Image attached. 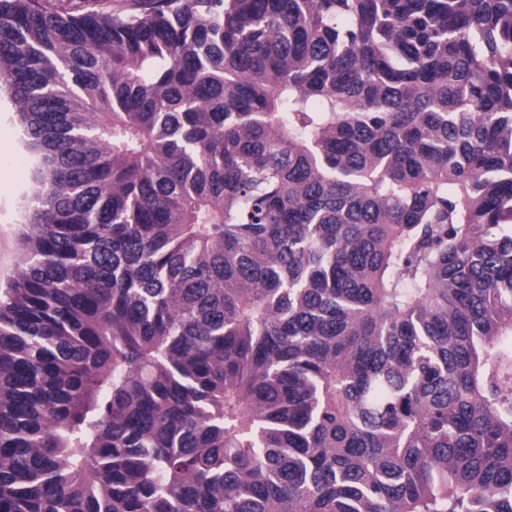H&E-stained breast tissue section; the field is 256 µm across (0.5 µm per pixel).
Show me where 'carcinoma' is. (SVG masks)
Masks as SVG:
<instances>
[{
  "instance_id": "obj_1",
  "label": "carcinoma",
  "mask_w": 512,
  "mask_h": 512,
  "mask_svg": "<svg viewBox=\"0 0 512 512\" xmlns=\"http://www.w3.org/2000/svg\"><path fill=\"white\" fill-rule=\"evenodd\" d=\"M2 89L0 512H512V0H0ZM4 91L0 93V281L19 260L23 214L20 193L30 183L31 154L22 145V127Z\"/></svg>"
}]
</instances>
